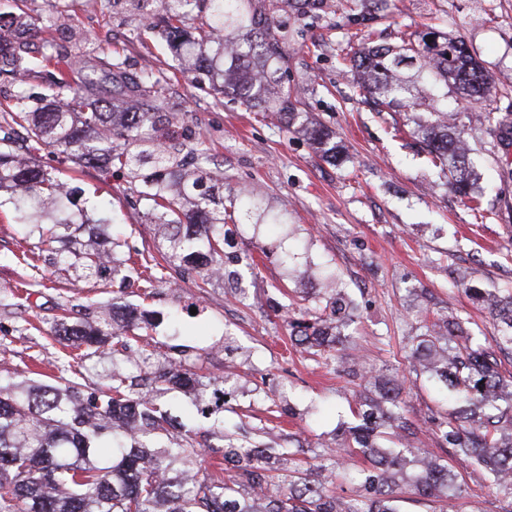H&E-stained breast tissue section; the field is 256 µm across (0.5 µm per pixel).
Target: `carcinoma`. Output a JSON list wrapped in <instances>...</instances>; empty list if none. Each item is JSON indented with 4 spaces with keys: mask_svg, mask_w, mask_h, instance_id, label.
<instances>
[{
    "mask_svg": "<svg viewBox=\"0 0 512 512\" xmlns=\"http://www.w3.org/2000/svg\"><path fill=\"white\" fill-rule=\"evenodd\" d=\"M191 0H178L161 36L175 52L195 59V69L209 80L222 77L220 90L247 109L275 112L288 125L304 115L290 106L279 85L278 72L286 63L280 35L281 14L290 9L303 14L309 0H206L208 13L193 32L183 28L181 9ZM14 20L0 16V76L16 80L13 123L27 134L29 150L56 147L73 168H93L102 173L112 167L127 169L141 178L151 201V219L165 244V263L192 276L202 288L221 277L224 261V224L232 218L237 201H224V173L216 170L206 186L203 177L182 175L187 158L208 159L197 141L170 144L139 137L138 130L169 122L165 112H108L105 101L85 88L97 74L119 73L124 62L105 55L79 85L74 79L71 52L50 35L54 14L41 24L24 23L23 33ZM39 38L43 51L29 56V39ZM359 95L376 111L398 108L413 112L423 106L437 114L431 122H416L413 134L422 139L436 166L448 178V188L462 197L479 198V174L468 157L464 130L448 116V84L467 96L485 95L491 78L467 44L435 34L422 44L364 47L352 57ZM54 66L53 103L32 104L22 79L35 69ZM163 77L136 75L113 92L145 99L156 92ZM316 152L336 162L340 148L332 133L320 124L309 129ZM15 129L0 126V207H12L13 221L41 244L61 242L56 250H29L24 257L42 262L58 273L80 270L93 277L103 270L126 281L154 274L138 272L119 257L124 246L112 217L88 218L82 190L68 188L58 176L43 169L36 158L15 151ZM323 298L329 313L314 319L288 322L299 342L330 351L343 342L342 330L352 321L354 307L345 291L333 287L335 273L328 271ZM473 300L496 317L500 329L489 341L457 316H448L417 337L409 355L414 371L426 373L452 402L438 425L442 439L454 449L452 460L427 452L384 446L387 430L405 425L403 384L376 378L358 400V423L346 426L333 439V453L359 452L370 462L357 482L359 497L335 493L323 479H312L295 465L282 469L285 491H267L268 465L279 450L224 448V459L247 458L238 477L214 481L190 474L198 455L195 439L176 448L150 449L139 439L145 429L166 430L170 418L153 403L151 393L159 383L190 386L199 412L211 414L207 388L196 384L188 369L170 367L131 394L128 376L112 369V386L98 396L84 395L71 380L59 385L11 378L0 382V512H399L397 491L434 498L455 507L460 491L452 461L480 466L499 492L512 500V373L501 370L502 359L512 357V290L464 286ZM137 317L111 312L93 325L83 318H62L57 335L70 345L98 353L132 355L138 348ZM120 437L119 456L109 464L99 460L100 440Z\"/></svg>",
    "mask_w": 512,
    "mask_h": 512,
    "instance_id": "carcinoma-1",
    "label": "carcinoma"
}]
</instances>
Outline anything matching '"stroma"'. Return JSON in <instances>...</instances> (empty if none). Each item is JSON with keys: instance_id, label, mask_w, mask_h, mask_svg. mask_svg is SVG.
<instances>
[{"instance_id": "35a3bbf8", "label": "stroma", "mask_w": 512, "mask_h": 512, "mask_svg": "<svg viewBox=\"0 0 512 512\" xmlns=\"http://www.w3.org/2000/svg\"><path fill=\"white\" fill-rule=\"evenodd\" d=\"M56 9L65 36L90 39L100 52L120 55L125 70L151 68L169 76L156 104L174 122L159 141H204V170L224 173V193L258 203L248 222L224 226V276L199 292L178 270L144 292L141 282L74 280L19 263L20 226L0 214V377L26 372L50 383L64 376L69 350L55 340L62 316L79 319L116 304L149 321L148 344L128 372L136 378L180 365L225 380L224 404L209 417L195 394L170 388L156 402L172 424L161 446L193 437L205 441L202 472L237 474L224 446L283 448L300 469L317 462L324 443L354 421L364 380H404L411 446L450 458L437 424L448 408L408 356L426 325L454 314L484 336L497 320L456 284L465 276L482 288L512 287V145L498 143L477 117L489 108L512 113V0H388L376 18L356 20L337 0L291 15L283 31L286 78L298 111L331 130L344 157L322 161L306 132L279 117L246 109L185 77L186 65L157 32L163 15L127 18L107 0H28L39 19ZM430 32L462 38L494 80L489 96L448 90V110L471 147L484 188L475 202L448 189L447 180L413 135V114L374 111L363 102L343 56L361 43L393 45ZM39 163L82 187L90 214L109 207L125 218L131 254L157 255L150 203L141 181L124 169L104 177L76 172L53 147ZM287 212L271 224L266 212ZM294 257L285 265L284 254ZM330 269L356 306L349 341L334 356L292 344L288 321L322 307L321 273ZM458 512H512L479 469L462 473Z\"/></svg>"}]
</instances>
